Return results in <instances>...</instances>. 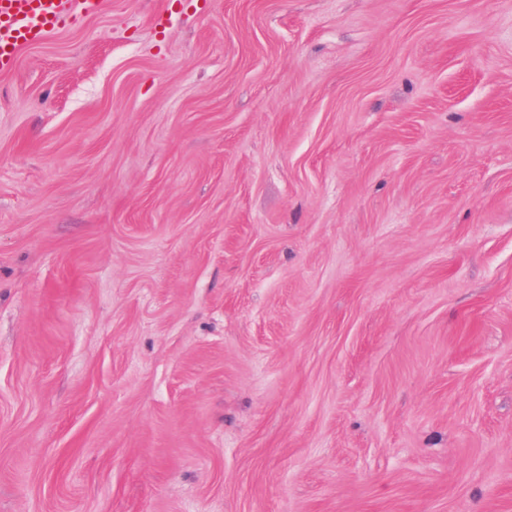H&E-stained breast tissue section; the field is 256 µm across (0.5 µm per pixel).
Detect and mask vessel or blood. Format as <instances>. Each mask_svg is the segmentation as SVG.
Instances as JSON below:
<instances>
[{"mask_svg":"<svg viewBox=\"0 0 512 512\" xmlns=\"http://www.w3.org/2000/svg\"><path fill=\"white\" fill-rule=\"evenodd\" d=\"M103 0H0V69H10L17 53L71 24L77 12L94 13Z\"/></svg>","mask_w":512,"mask_h":512,"instance_id":"b4317fda","label":"vessel or blood"}]
</instances>
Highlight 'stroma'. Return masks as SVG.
I'll return each instance as SVG.
<instances>
[{"mask_svg": "<svg viewBox=\"0 0 512 512\" xmlns=\"http://www.w3.org/2000/svg\"><path fill=\"white\" fill-rule=\"evenodd\" d=\"M0 512H512V0H106L22 50Z\"/></svg>", "mask_w": 512, "mask_h": 512, "instance_id": "obj_1", "label": "stroma"}]
</instances>
